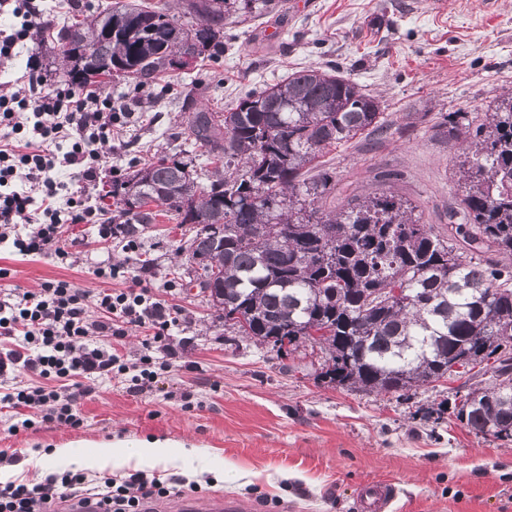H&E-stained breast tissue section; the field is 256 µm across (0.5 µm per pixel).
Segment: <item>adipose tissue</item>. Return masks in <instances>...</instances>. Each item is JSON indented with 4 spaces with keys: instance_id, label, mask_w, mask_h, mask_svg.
I'll use <instances>...</instances> for the list:
<instances>
[{
    "instance_id": "adipose-tissue-1",
    "label": "adipose tissue",
    "mask_w": 512,
    "mask_h": 512,
    "mask_svg": "<svg viewBox=\"0 0 512 512\" xmlns=\"http://www.w3.org/2000/svg\"><path fill=\"white\" fill-rule=\"evenodd\" d=\"M177 454L166 444L152 442H136L125 445L121 454H114L111 445L97 446L94 451H76L72 448H57L45 456L48 464H77L83 468H101L111 463L137 461L147 466L165 464L176 460Z\"/></svg>"
}]
</instances>
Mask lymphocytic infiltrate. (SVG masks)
I'll return each instance as SVG.
<instances>
[{
  "instance_id": "obj_1",
  "label": "lymphocytic infiltrate",
  "mask_w": 512,
  "mask_h": 512,
  "mask_svg": "<svg viewBox=\"0 0 512 512\" xmlns=\"http://www.w3.org/2000/svg\"><path fill=\"white\" fill-rule=\"evenodd\" d=\"M20 26L0 38V58H8L32 30L47 23L38 0H0ZM18 88L0 94V248L15 255L49 258L66 264L72 257L65 236L69 224L88 225L101 242L116 241L131 255L140 242L128 224L106 218L91 203L87 185L111 175L103 147L114 128L130 118L126 105H113L96 88L49 82L38 54L27 57ZM97 278L124 279L120 289L90 291L65 279L44 281L34 290L11 289L0 296V336L14 348L0 353V377L24 370L36 385L0 393V411L33 410V418L10 425V432L33 422L71 429L83 424L77 402L96 382L121 378L128 393L151 391L169 371L175 352L168 342L180 311L154 292L149 265L127 276L124 266L97 262ZM145 330L135 362L118 353L125 336ZM85 484L81 473L49 475L29 485L0 487V512H45L55 500L76 498ZM169 493L168 486L135 472L115 480L102 478L92 498L97 512H141L147 499Z\"/></svg>"
}]
</instances>
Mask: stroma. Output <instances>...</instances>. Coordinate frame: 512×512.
<instances>
[{
  "label": "stroma",
  "mask_w": 512,
  "mask_h": 512,
  "mask_svg": "<svg viewBox=\"0 0 512 512\" xmlns=\"http://www.w3.org/2000/svg\"><path fill=\"white\" fill-rule=\"evenodd\" d=\"M111 2L43 0L50 26L18 44L14 57L0 58V86L17 78L33 52L55 71L64 19L96 16ZM280 2L253 20L230 16L223 56L140 88L105 84L103 93L133 113L122 134L128 146L113 154V164L125 171L160 154L184 156L192 147L188 113L224 111L301 68L331 69L378 98L389 130L325 150L318 167L333 182L322 208L392 191L422 223L447 234L462 190L458 151L438 127L451 112L481 121L495 98L512 90V0ZM134 230L157 282L176 285L169 298L181 312L175 369L142 395L117 382L100 387L80 404V428L42 426L13 436L0 429V472L11 482H37L39 457L55 448L158 440L181 450V458L89 469L88 481L141 471L196 484L197 501L224 494L259 512H357L361 485L387 480L398 488L393 512H512V445L469 431L452 412L455 399L487 386L490 375L436 382L407 399L324 383L320 352L282 356L255 344L216 322L203 295L187 290L192 266L182 248L191 225L160 215ZM68 234L77 242L68 265L0 253V267L10 271L0 290L34 289L47 279L107 288L94 276L93 260L107 255L123 264L127 254L89 237L84 225Z\"/></svg>",
  "instance_id": "35a3bbf8"
}]
</instances>
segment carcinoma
I'll list each match as a JSON object with an SVG mask.
<instances>
[{
    "instance_id": "carcinoma-1",
    "label": "carcinoma",
    "mask_w": 512,
    "mask_h": 512,
    "mask_svg": "<svg viewBox=\"0 0 512 512\" xmlns=\"http://www.w3.org/2000/svg\"><path fill=\"white\" fill-rule=\"evenodd\" d=\"M227 0H116L91 21L58 32L60 72L75 84L111 78L107 63L144 86L177 60L224 54ZM379 100L348 78L306 68L241 97L223 112H191L187 130L212 166L162 156L112 185L122 214L144 224L156 204L192 224V279L217 319L259 345L325 354L327 383L406 395L448 379L461 355L493 361L494 383L467 392L456 419L512 444V92L477 125L450 112L462 141L461 210L444 237L393 192L339 210L318 205L331 190L322 151L384 128Z\"/></svg>"
}]
</instances>
